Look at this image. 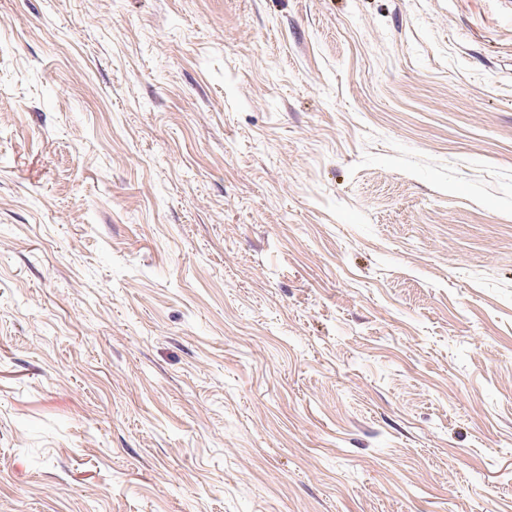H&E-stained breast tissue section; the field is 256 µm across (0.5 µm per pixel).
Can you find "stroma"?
<instances>
[{
    "instance_id": "obj_1",
    "label": "stroma",
    "mask_w": 512,
    "mask_h": 512,
    "mask_svg": "<svg viewBox=\"0 0 512 512\" xmlns=\"http://www.w3.org/2000/svg\"><path fill=\"white\" fill-rule=\"evenodd\" d=\"M0 512H512V0H0Z\"/></svg>"
}]
</instances>
